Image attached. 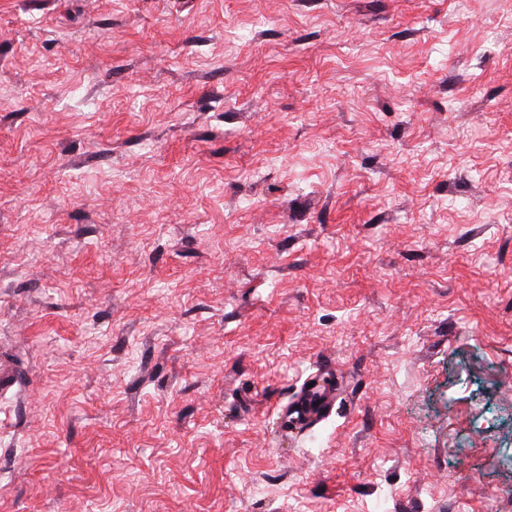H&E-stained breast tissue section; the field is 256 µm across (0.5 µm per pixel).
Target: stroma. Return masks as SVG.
Wrapping results in <instances>:
<instances>
[{"label":"stroma","mask_w":512,"mask_h":512,"mask_svg":"<svg viewBox=\"0 0 512 512\" xmlns=\"http://www.w3.org/2000/svg\"><path fill=\"white\" fill-rule=\"evenodd\" d=\"M0 512H512V0H0Z\"/></svg>","instance_id":"obj_1"}]
</instances>
